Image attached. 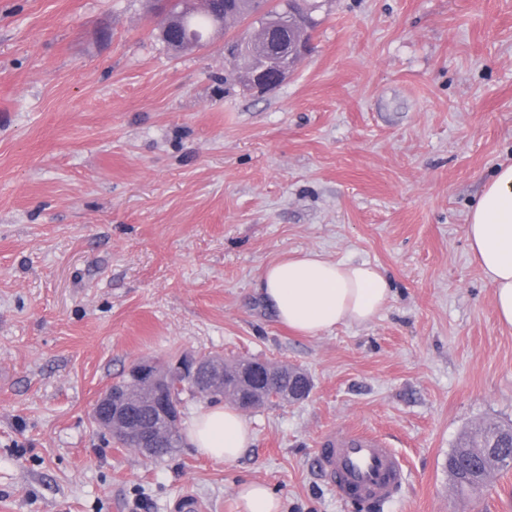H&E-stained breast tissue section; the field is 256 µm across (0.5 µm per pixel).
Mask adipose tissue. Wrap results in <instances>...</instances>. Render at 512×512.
Returning <instances> with one entry per match:
<instances>
[{
	"label": "adipose tissue",
	"instance_id": "1",
	"mask_svg": "<svg viewBox=\"0 0 512 512\" xmlns=\"http://www.w3.org/2000/svg\"><path fill=\"white\" fill-rule=\"evenodd\" d=\"M469 250L492 289L500 325L512 328V165L499 167L467 216ZM259 290L276 319L305 336L340 325H364L387 305L391 283L368 262L332 261L316 251L266 265ZM198 453L231 464L253 441L245 418L216 404L200 411L186 428ZM240 512H283L281 498L265 483L246 480L236 491Z\"/></svg>",
	"mask_w": 512,
	"mask_h": 512
}]
</instances>
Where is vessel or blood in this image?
Wrapping results in <instances>:
<instances>
[{"label": "vessel or blood", "instance_id": "vessel-or-blood-1", "mask_svg": "<svg viewBox=\"0 0 512 512\" xmlns=\"http://www.w3.org/2000/svg\"><path fill=\"white\" fill-rule=\"evenodd\" d=\"M317 468L346 501L383 503L399 497L407 472L386 440L367 431L326 432L319 443Z\"/></svg>", "mask_w": 512, "mask_h": 512}]
</instances>
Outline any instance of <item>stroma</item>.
<instances>
[{"label": "stroma", "instance_id": "1", "mask_svg": "<svg viewBox=\"0 0 512 512\" xmlns=\"http://www.w3.org/2000/svg\"><path fill=\"white\" fill-rule=\"evenodd\" d=\"M156 0H0V512H512V467L462 499L459 435L512 426V330L465 237L512 164V0H324L274 90L225 81L226 36L177 52ZM313 250L368 261L393 296L317 337L278 323L258 275ZM218 353L304 370L309 397L246 412L231 465L161 460L92 419L133 363ZM382 435L408 485L337 497L332 429ZM241 512H283L281 498L265 483L246 480L236 491Z\"/></svg>", "mask_w": 512, "mask_h": 512}]
</instances>
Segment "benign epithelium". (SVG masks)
Segmentation results:
<instances>
[{"instance_id":"benign-epithelium-1","label":"benign epithelium","mask_w":512,"mask_h":512,"mask_svg":"<svg viewBox=\"0 0 512 512\" xmlns=\"http://www.w3.org/2000/svg\"><path fill=\"white\" fill-rule=\"evenodd\" d=\"M198 0H182V10L178 13L165 14L161 26L162 31L175 28L181 20L196 9ZM307 24V10H291L284 16L270 17L259 14V23L254 32L239 38L235 42L224 45L225 53L230 57H238L244 47L256 57L265 59L262 65L254 66L249 74L243 77V87L248 92L265 93L278 86L290 70L310 51L307 36L298 35V31ZM224 363L209 358L189 357L168 372L160 375L153 369V363L143 361L135 365L134 374L142 379L154 391L155 407L169 423L166 432L149 426L135 423L130 418V407L135 402L132 392L106 390L96 403L95 420L119 445L131 438L135 441V449L148 455L154 448L163 443L169 436L176 435L180 427L178 401L169 393L183 382L197 383L202 376L210 382L208 392L218 394L222 391L221 375ZM264 401L263 388L252 390L245 385L239 394L237 407L250 411Z\"/></svg>"}]
</instances>
